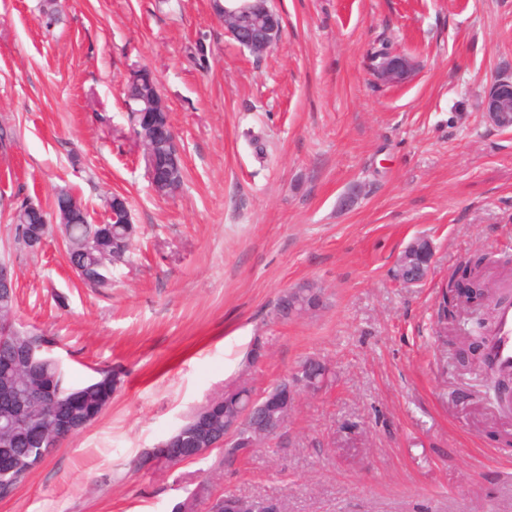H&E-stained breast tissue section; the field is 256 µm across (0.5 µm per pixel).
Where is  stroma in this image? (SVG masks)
Returning <instances> with one entry per match:
<instances>
[{"mask_svg":"<svg viewBox=\"0 0 512 512\" xmlns=\"http://www.w3.org/2000/svg\"><path fill=\"white\" fill-rule=\"evenodd\" d=\"M42 4L0 0V259L19 323L75 382L125 377L0 512H171L202 483L283 512H512V413L458 372L433 316L472 255L512 259V129L481 112L512 77V0H269L282 36L260 58L217 0H66L52 27ZM384 45L415 61L406 83L375 81ZM140 69L182 152L172 198L128 119ZM62 189L97 224L108 196L129 202L138 238L111 288L81 283L58 234L13 241L17 204L49 210ZM420 236L434 266L406 287L393 269ZM303 282L323 307L274 319ZM309 358L330 381L268 447L219 470L218 448L153 461L212 397L262 393Z\"/></svg>","mask_w":512,"mask_h":512,"instance_id":"35a3bbf8","label":"stroma"}]
</instances>
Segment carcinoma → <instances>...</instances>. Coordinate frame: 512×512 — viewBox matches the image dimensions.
Listing matches in <instances>:
<instances>
[{
  "instance_id": "carcinoma-1",
  "label": "carcinoma",
  "mask_w": 512,
  "mask_h": 512,
  "mask_svg": "<svg viewBox=\"0 0 512 512\" xmlns=\"http://www.w3.org/2000/svg\"><path fill=\"white\" fill-rule=\"evenodd\" d=\"M14 241L23 249L33 251V241L47 235L52 226L32 223V217L20 204L14 212ZM137 227L134 224H93L77 213L65 225L63 240L70 267L80 281L90 287H111L109 267L126 261L131 251ZM493 262L488 253H476L469 258L464 272L470 275L473 286L484 284V270ZM458 272L448 276L447 290L438 302L437 317L442 320L458 308ZM15 289H0V331L8 332V346L0 349V357H9L16 351L27 354V359L15 366H6L0 361V389L7 388L14 395L30 399V417L38 427L55 436L56 447L91 425L109 406L112 392L120 384L121 372L103 371L101 377L84 384H74L64 366L46 354L47 340L16 325ZM234 396L222 395L213 398L207 407V416L213 431H224V411H232L230 401ZM196 413H191L171 434L179 440L180 447L190 449L199 440V429L195 423ZM14 452L19 458V468L11 475L0 476V484L18 486L48 457L49 450L40 439L27 428L13 424L12 412L0 406V451ZM252 452L247 438L238 435L223 448V457L218 466H224L240 456Z\"/></svg>"
}]
</instances>
